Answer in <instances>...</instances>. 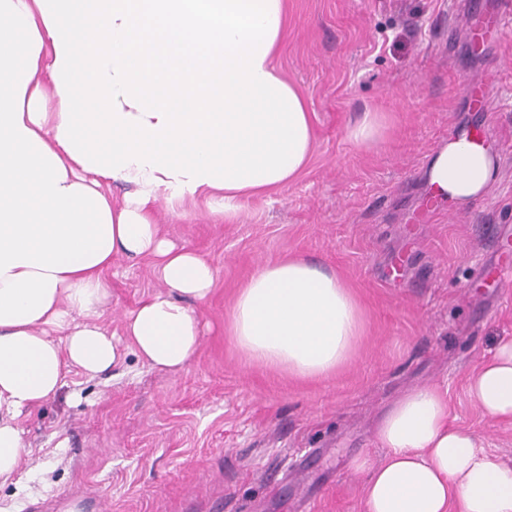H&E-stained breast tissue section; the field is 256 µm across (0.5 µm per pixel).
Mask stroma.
<instances>
[{
  "mask_svg": "<svg viewBox=\"0 0 512 512\" xmlns=\"http://www.w3.org/2000/svg\"><path fill=\"white\" fill-rule=\"evenodd\" d=\"M465 0H288L280 65L305 94L315 140L287 188L244 201L237 222L163 221L216 269L196 312L210 324L172 373L126 354L89 380L69 374L57 396L20 420L31 454L0 512L81 490L105 512H364L349 462L381 458L374 429L406 390L440 386L459 426L512 463V425L483 417L469 374L512 336V295L493 271L512 255V34L477 51ZM493 88L489 111L467 84ZM387 116L370 146L345 131L365 110ZM470 127L488 131L498 169L484 196L425 212V172ZM301 254L336 270L358 298L364 333L326 379L296 381L246 360L224 334L236 288L265 261ZM102 325L160 288L145 258L113 259Z\"/></svg>",
  "mask_w": 512,
  "mask_h": 512,
  "instance_id": "35a3bbf8",
  "label": "stroma"
}]
</instances>
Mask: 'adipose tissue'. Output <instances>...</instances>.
<instances>
[{
	"instance_id": "adipose-tissue-1",
	"label": "adipose tissue",
	"mask_w": 512,
	"mask_h": 512,
	"mask_svg": "<svg viewBox=\"0 0 512 512\" xmlns=\"http://www.w3.org/2000/svg\"><path fill=\"white\" fill-rule=\"evenodd\" d=\"M288 0H0V486L28 450L20 417L71 371L112 370L130 349L176 372L202 336L196 306L216 271L161 232L207 204L237 220L246 198L288 186L313 150V114L282 74ZM98 109H85V88ZM494 156L449 140L426 179L462 207L481 198ZM133 186L123 202L112 183ZM146 257L162 290L99 319L113 257ZM362 307L332 270L270 260L237 290L224 330L253 363L324 379L352 356ZM482 414L512 424V337L470 375ZM384 454L355 457L366 512H512V465L455 425L448 394L413 388L379 420Z\"/></svg>"
}]
</instances>
